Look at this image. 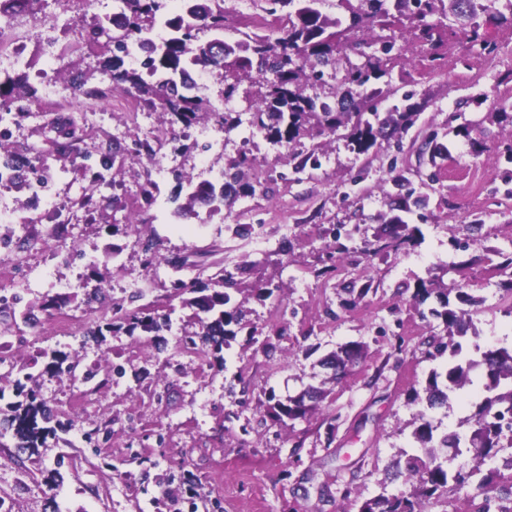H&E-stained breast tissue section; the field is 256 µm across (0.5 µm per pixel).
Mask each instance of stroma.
<instances>
[{
	"label": "stroma",
	"instance_id": "1",
	"mask_svg": "<svg viewBox=\"0 0 512 512\" xmlns=\"http://www.w3.org/2000/svg\"><path fill=\"white\" fill-rule=\"evenodd\" d=\"M105 11L103 0H90L14 21L38 98L23 114L0 118V143L32 169L29 186L0 185V210L18 218L0 222V308L16 315L0 379L12 384L21 368L44 367L48 351L57 349L77 358L79 371L96 369L102 386L88 392L65 375L41 378L39 394L61 426L34 462H11L16 440L0 437V512H358L364 500L404 490L392 463L409 445L417 411L409 398L435 366L425 339L443 331L439 321L421 317L411 289L421 280L468 288L483 303L466 350L512 346V291L497 268L499 253H512V204L505 198L512 193V21L488 25L491 53L457 36H441L429 48L404 36L387 77L390 101L410 91L423 110L401 143L381 139L359 154L344 138L330 137L319 168L297 174L279 162L280 145L261 140L249 174L254 196L237 200L230 216L210 215L199 204L196 217L179 222L176 173L213 178L219 159L237 157L245 131L210 149L214 125L197 124L190 133L200 151L169 153L165 173L147 161L132 164L129 154L149 128L173 138L180 128L155 110L136 117L76 90V76L103 59L104 42L78 29L62 32L61 24ZM52 40L68 51L43 56ZM432 133L449 147L433 164L419 152ZM58 137L69 150L56 151ZM115 142L125 152L104 166ZM393 162L423 200L406 216L420 236L398 252L367 257L363 241L380 229L379 215L398 192ZM149 179L159 185L154 200L142 191ZM88 193L94 204L87 210L79 202ZM48 201L67 209L68 224L52 223ZM234 224L264 225L271 244L233 236ZM334 225L352 237L344 260L329 271L323 253ZM147 238L162 256L230 270L246 264L242 287L281 285L279 296L251 295L243 304L258 338L240 331L220 363L186 354L182 343L198 329L194 311L172 298L168 266L147 274L139 245ZM146 275L148 302L171 318L162 348L150 334H112L101 344L58 335L59 313L90 323L111 318L113 304L128 303L131 283ZM365 277L371 292L350 306L348 285ZM101 278L111 301L88 304ZM352 341L366 344V356L333 381L321 361ZM106 359L124 376H108ZM308 386L328 392L314 414L292 427L270 419L269 394L284 399ZM95 427L108 435L97 448L85 439ZM55 471L61 481L48 484ZM348 483L356 490L349 500L340 493Z\"/></svg>",
	"mask_w": 512,
	"mask_h": 512
}]
</instances>
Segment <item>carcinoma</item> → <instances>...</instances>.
I'll return each mask as SVG.
<instances>
[{"label": "carcinoma", "mask_w": 512, "mask_h": 512, "mask_svg": "<svg viewBox=\"0 0 512 512\" xmlns=\"http://www.w3.org/2000/svg\"><path fill=\"white\" fill-rule=\"evenodd\" d=\"M118 2L122 33L114 34L110 15L93 17L95 37H104L113 46L112 57L99 62L97 72L109 77L124 93L170 114L186 127L207 115L229 134L246 120L267 139L287 148L288 159L298 171L319 164L318 147L308 149L302 142L312 129L320 136H333L348 127L350 142L362 153L379 137L401 140V134L414 126L419 106L411 102L413 94L402 96L405 105L382 114L377 104L384 91L374 86L387 73V63L403 34L398 29L403 19L416 23L421 38L432 42L438 24L431 18L451 10L463 18V35L477 42L483 40V21L503 18L497 7L500 0H338L336 6L344 10L339 15L326 12L328 0H261L260 7L280 25L258 34L233 28L234 13L224 8V0H181L176 14L169 12L166 0ZM48 4L49 0H0V19L12 21L22 13L35 15ZM162 25L167 37L155 44L148 36ZM231 30L238 38L225 37ZM202 31L210 34L208 40H199ZM355 40L383 48L368 56L365 65L342 70L338 54L343 48L351 49ZM133 43L147 49L142 71L128 67L122 57ZM196 68L209 73L213 83L224 89L226 101L238 93L243 79H250L257 90L246 110L248 118L242 119L240 112L218 113L201 88L188 85L184 76ZM341 70L344 74L339 77ZM35 94L25 71L7 72L0 78V108L6 112L14 103ZM420 152L434 164L448 147L434 134L424 139ZM252 164L253 158L241 153L224 165L217 181L196 182L188 173L176 174L180 188L186 190L187 202L178 207L175 216L195 215L197 203L206 205L209 214H219L239 198L252 195L255 188L247 175ZM143 252L147 269L161 263L177 271L190 267L184 257L158 256L151 244ZM214 268L210 274L206 266L188 281L177 277L171 280L170 288L182 305L195 309L198 336L217 354L236 336L232 326L240 324L241 315L239 304L228 292L236 284L234 274L221 264ZM453 291L463 304L480 303L464 288H446L439 296L440 308L431 311L434 318L442 320L448 335H432L425 344L435 350L432 357L446 355L448 360L430 371L424 393L416 391L410 398L423 409L411 422V451H401L393 464L396 475L404 477L409 489L399 494L384 492L363 502L359 512H421V505L447 487L448 481L464 486L477 474L481 475L477 488L485 490L494 484L497 469L485 465L495 459L504 440L503 416L512 413V348L477 345L478 358L464 355L462 343L455 337L464 336L468 330L466 311L449 308L448 294ZM113 309L120 316L95 323L86 336L103 343L108 333L121 331L133 337L138 331L157 334L170 326V315L160 314L149 305L127 309L115 303ZM364 355L363 343L350 342L322 364L337 380ZM70 369L69 356L54 352L39 376L25 373L14 382L13 393L24 400L10 404L0 423L14 430L20 440L18 448L30 456L38 454L46 436L54 431V415L39 396L38 377L58 376ZM476 381L479 389L468 402L471 412L461 421L468 434L437 433L438 427L427 411L448 404L449 394ZM326 396L327 391L312 386L286 401L272 393L268 411L282 423L305 420ZM465 453L472 455L473 466L463 473L453 463Z\"/></svg>", "instance_id": "obj_1"}]
</instances>
